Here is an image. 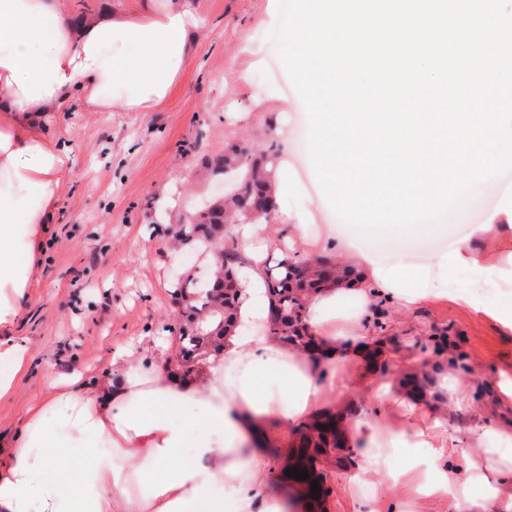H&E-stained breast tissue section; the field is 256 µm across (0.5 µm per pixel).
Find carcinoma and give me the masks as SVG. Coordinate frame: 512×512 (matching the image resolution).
I'll return each mask as SVG.
<instances>
[{
  "label": "carcinoma",
  "instance_id": "obj_1",
  "mask_svg": "<svg viewBox=\"0 0 512 512\" xmlns=\"http://www.w3.org/2000/svg\"><path fill=\"white\" fill-rule=\"evenodd\" d=\"M276 150L273 146L260 153L245 144L232 145L224 155L213 159L208 169L214 176L234 174L237 180L233 200L221 206L211 202L195 212V218L180 224L175 241L193 254L210 256L214 243L224 238L228 227L245 213L276 211L272 196ZM237 257L231 251L222 253L220 266L212 277L201 282L191 273H181L176 279L172 296L180 307L171 332L179 342V352L166 360V365L187 377L196 365L210 355L221 353L224 335L234 327L241 286L237 277ZM351 270L340 267L329 257H307L297 253L285 256L275 265L264 269V289L268 302L267 334L284 346H294L311 352L317 348L314 336L306 324L310 294L327 282L345 277ZM343 414L321 412L293 429L291 454L272 478L273 485L285 498L290 489L301 488L312 501L319 503L328 494L324 487L327 466L347 470L356 465V446L350 444L346 430L341 428ZM296 467L307 471L308 477L298 480L285 471ZM319 489L311 491V482Z\"/></svg>",
  "mask_w": 512,
  "mask_h": 512
}]
</instances>
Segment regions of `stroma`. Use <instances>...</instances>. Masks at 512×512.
I'll list each match as a JSON object with an SVG mask.
<instances>
[{
	"label": "stroma",
	"instance_id": "1",
	"mask_svg": "<svg viewBox=\"0 0 512 512\" xmlns=\"http://www.w3.org/2000/svg\"><path fill=\"white\" fill-rule=\"evenodd\" d=\"M199 3L207 26L193 64L163 106L150 112H87L74 106L54 128L70 149L73 169L47 227L38 279L13 324L0 328V341L27 345L14 392L0 401L1 441H9L30 405L47 394L49 378L79 372L119 383L126 366L149 372L173 352L169 327L178 307L172 277L185 259L169 242L184 216L222 186L205 169L207 158L245 138L260 149L276 147V180L286 191L275 223L259 232L274 241L265 261L306 254L293 240V219L306 224L311 240L354 235L312 168L307 112L272 37L278 0ZM472 196L475 206L448 213L438 233L418 230L402 246L418 255L457 241L449 288L481 303L511 301L512 223H500L488 234L478 227L512 211V182L497 174ZM473 256L495 261V295L466 269L465 259ZM383 311L385 333L397 354L386 378L396 381L405 374L404 356L421 351L425 337L448 335L465 379L475 384L473 407L448 408L449 431L467 436L476 408L486 418L512 423V397L498 387L501 378L512 379L511 329L446 298L408 309L387 305ZM118 349L130 351L129 365L108 364L109 352ZM327 486V512H393L389 498L369 488H348L344 471L330 470Z\"/></svg>",
	"mask_w": 512,
	"mask_h": 512
}]
</instances>
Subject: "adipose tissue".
I'll list each match as a JSON object with an SVG mask.
<instances>
[{
	"label": "adipose tissue",
	"mask_w": 512,
	"mask_h": 512,
	"mask_svg": "<svg viewBox=\"0 0 512 512\" xmlns=\"http://www.w3.org/2000/svg\"><path fill=\"white\" fill-rule=\"evenodd\" d=\"M205 26L198 0H124L79 17L64 0H0V290L11 301L36 279L42 229L70 180L72 158L53 134L59 115L76 99L88 112L161 106L193 64ZM336 257L357 277L309 300L307 324L325 350L320 362L254 332L244 300L209 378L160 370L141 383L96 389L51 381L50 396L29 407L9 452L0 455V512H224L228 499L236 512H283L279 500L258 497L266 451L251 432L272 421L308 420L328 391L362 378L378 339L371 325L376 301L404 305L448 294L419 287L420 269L403 256L387 267L342 242ZM258 380L264 393L254 390ZM371 384L377 417L347 422L361 445L353 484L372 485L381 474L400 504L446 498L453 512H512V426L478 419L470 450L449 433L431 396L379 377ZM133 396L157 414L131 405ZM188 419L216 430L189 437ZM55 426L75 441L95 435L118 452L82 448L87 464L71 473L69 448L47 441ZM381 435L426 449V461L397 468L375 445ZM475 487L482 499L472 497Z\"/></svg>",
	"instance_id": "ef3b65f1"
}]
</instances>
